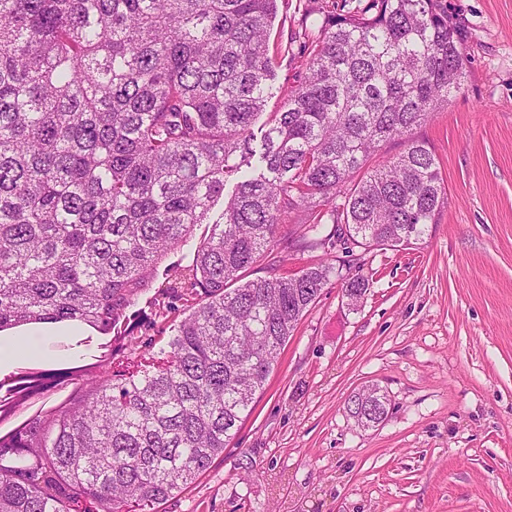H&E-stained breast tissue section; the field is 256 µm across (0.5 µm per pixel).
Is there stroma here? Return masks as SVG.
I'll return each mask as SVG.
<instances>
[{
    "mask_svg": "<svg viewBox=\"0 0 512 512\" xmlns=\"http://www.w3.org/2000/svg\"><path fill=\"white\" fill-rule=\"evenodd\" d=\"M469 63L462 88L414 129L441 165L439 224L409 247L284 249L245 279L289 276L328 256L330 284L282 347L223 454L158 512H512V0H441ZM366 0H281L272 30L303 11ZM279 55L265 115L306 68ZM196 225L159 261L136 309L137 335L160 339L185 302L155 305L169 268L191 263L208 234ZM369 286L359 307L341 278ZM375 384L391 400L377 427H358L349 398Z\"/></svg>",
    "mask_w": 512,
    "mask_h": 512,
    "instance_id": "obj_1",
    "label": "stroma"
}]
</instances>
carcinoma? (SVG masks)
I'll return each instance as SVG.
<instances>
[{"label":"carcinoma","mask_w":512,"mask_h":512,"mask_svg":"<svg viewBox=\"0 0 512 512\" xmlns=\"http://www.w3.org/2000/svg\"><path fill=\"white\" fill-rule=\"evenodd\" d=\"M277 0H0V340L84 327L97 345L51 368L18 357L0 374L12 403L45 409L0 435V512H157L224 452L281 348L330 281L326 259L246 280L291 214L323 206V237L284 248L412 246L448 194L412 130L460 90L469 62L437 0H368L294 32L306 70L270 113L262 168L251 125L274 75ZM404 149L367 167L382 143ZM235 193L217 218L224 183ZM197 224L192 262L160 296L193 301L157 350L128 310L158 261ZM368 281L345 279L362 303ZM80 382L50 400L54 387ZM368 385L359 425L390 409Z\"/></svg>","instance_id":"cac0c4a2"}]
</instances>
